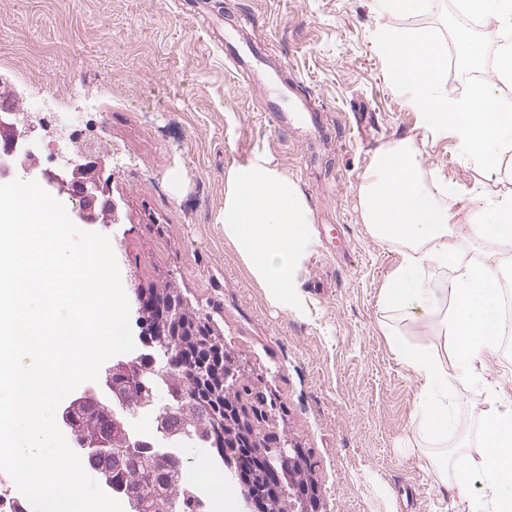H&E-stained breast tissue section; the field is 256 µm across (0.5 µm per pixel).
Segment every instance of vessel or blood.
<instances>
[{
    "label": "vessel or blood",
    "mask_w": 512,
    "mask_h": 512,
    "mask_svg": "<svg viewBox=\"0 0 512 512\" xmlns=\"http://www.w3.org/2000/svg\"><path fill=\"white\" fill-rule=\"evenodd\" d=\"M269 54L258 38L248 35L246 25H239L224 36L225 65L244 74L252 85L265 88L264 110L272 121L298 132L306 128L313 134H322L320 114L309 100L296 94L291 80L269 68Z\"/></svg>",
    "instance_id": "1"
}]
</instances>
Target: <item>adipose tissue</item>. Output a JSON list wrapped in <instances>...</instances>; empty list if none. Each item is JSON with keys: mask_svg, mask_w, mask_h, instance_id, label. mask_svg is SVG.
Segmentation results:
<instances>
[{"mask_svg": "<svg viewBox=\"0 0 512 512\" xmlns=\"http://www.w3.org/2000/svg\"><path fill=\"white\" fill-rule=\"evenodd\" d=\"M465 194L476 203L467 215L466 248L451 229L455 214L448 207L449 199ZM357 201L370 235L394 245L399 254L379 306L388 317L384 328L395 354L419 382L414 430L439 477L453 475L469 512H512V401L489 391L479 415L477 455L449 454L448 390L456 376L435 347L409 343L403 332L418 320L439 323L465 378L481 375L504 333L501 285L512 271V251L494 260L487 249L512 248V189H463L426 169L421 149L407 137L376 150L358 180ZM220 221L225 240L269 304L295 309L299 272L317 244L311 211L296 183L262 158L232 167ZM430 269L450 275L438 287L426 288L421 277ZM476 479L483 489L478 496L471 491Z\"/></svg>", "mask_w": 512, "mask_h": 512, "instance_id": "obj_1", "label": "adipose tissue"}]
</instances>
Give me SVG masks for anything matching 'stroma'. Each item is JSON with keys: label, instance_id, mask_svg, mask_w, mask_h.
I'll return each instance as SVG.
<instances>
[{"label": "stroma", "instance_id": "obj_1", "mask_svg": "<svg viewBox=\"0 0 512 512\" xmlns=\"http://www.w3.org/2000/svg\"><path fill=\"white\" fill-rule=\"evenodd\" d=\"M371 0H0V77L20 111L63 112L112 153L123 222L109 236L124 290L175 278L271 398L269 429L305 448L322 512H468L416 435V375L382 332L394 247L373 239L356 187L375 151L411 137L427 168L494 192L512 164L483 171L454 138L425 139L408 94L386 77ZM251 19L297 92L325 116L317 140L267 120L259 91L224 65V24ZM262 157L304 194L316 250L300 310L265 299L224 238L227 171ZM512 400V343L480 379L451 390L449 448L476 454L488 388Z\"/></svg>", "mask_w": 512, "mask_h": 512}]
</instances>
